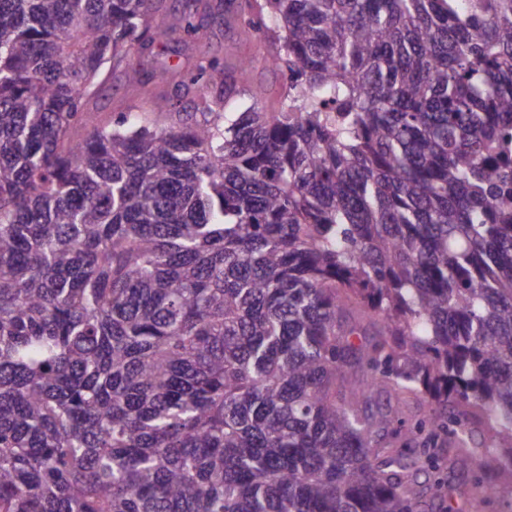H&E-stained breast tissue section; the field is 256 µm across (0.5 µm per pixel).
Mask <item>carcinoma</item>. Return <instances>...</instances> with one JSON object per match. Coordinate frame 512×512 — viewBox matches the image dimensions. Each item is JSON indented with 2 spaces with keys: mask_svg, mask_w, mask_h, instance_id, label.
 <instances>
[{
  "mask_svg": "<svg viewBox=\"0 0 512 512\" xmlns=\"http://www.w3.org/2000/svg\"><path fill=\"white\" fill-rule=\"evenodd\" d=\"M246 4L277 111L76 139L153 0H0V512H416L415 450L512 448V0Z\"/></svg>",
  "mask_w": 512,
  "mask_h": 512,
  "instance_id": "obj_1",
  "label": "carcinoma"
}]
</instances>
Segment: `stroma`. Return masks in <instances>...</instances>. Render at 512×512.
Instances as JSON below:
<instances>
[{"label": "stroma", "instance_id": "obj_1", "mask_svg": "<svg viewBox=\"0 0 512 512\" xmlns=\"http://www.w3.org/2000/svg\"><path fill=\"white\" fill-rule=\"evenodd\" d=\"M184 0H164L160 11L151 17L152 26L163 27V39L133 46L123 63L105 65L92 94L84 103L87 127L100 120L128 116L129 119L149 121L156 128L175 125L178 118H200L199 105L204 98L213 96L214 89L196 76L199 66L219 61L235 82L229 94L227 109L243 112L252 107L271 110L286 83L285 75L268 67L265 61L266 45L247 25L240 0H224V11L216 15L199 11L194 22L196 32H187L182 22ZM251 59L247 74H240L239 63ZM138 80H131V73ZM163 97L168 111L154 109L155 97ZM485 452V439L472 434L467 452L456 457L453 466L433 474L418 469V480L432 485L435 478H443L445 486L429 507L422 512H512V501L495 500L479 504L478 483L506 482L512 472L490 468L478 470L476 463Z\"/></svg>", "mask_w": 512, "mask_h": 512}]
</instances>
